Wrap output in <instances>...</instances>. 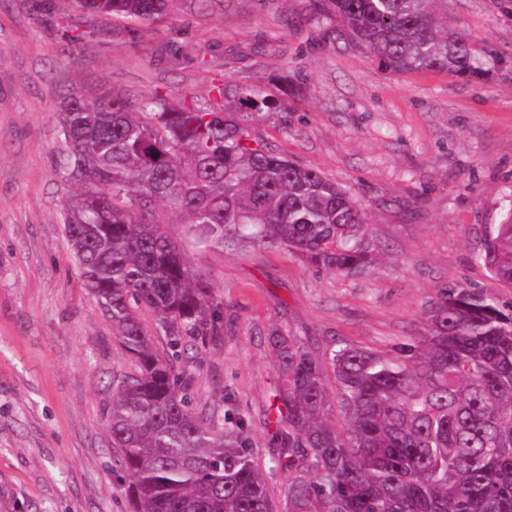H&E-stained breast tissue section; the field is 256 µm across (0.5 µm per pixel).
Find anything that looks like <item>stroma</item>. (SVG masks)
Returning a JSON list of instances; mask_svg holds the SVG:
<instances>
[{"mask_svg": "<svg viewBox=\"0 0 512 512\" xmlns=\"http://www.w3.org/2000/svg\"><path fill=\"white\" fill-rule=\"evenodd\" d=\"M311 0H227L200 17L104 20L78 0H0V512H130L107 411L134 367L86 288L62 224L78 188L58 174L57 103L100 86L171 99L214 84L262 88L281 107L253 137L336 181L364 207L372 262L341 275L285 249L186 247L224 303L220 342L190 349L196 408L240 420L269 461L281 378L272 328L314 352L385 351L423 331L451 284L512 298L479 259L512 194V0H448L487 60L482 80L392 73L325 40Z\"/></svg>", "mask_w": 512, "mask_h": 512, "instance_id": "1", "label": "stroma"}]
</instances>
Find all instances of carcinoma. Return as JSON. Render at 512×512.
Masks as SVG:
<instances>
[{
    "label": "carcinoma",
    "instance_id": "1",
    "mask_svg": "<svg viewBox=\"0 0 512 512\" xmlns=\"http://www.w3.org/2000/svg\"><path fill=\"white\" fill-rule=\"evenodd\" d=\"M174 0H79L107 19L155 23ZM227 0H191L202 16ZM333 42L395 72L478 79L482 63L448 21V0H312ZM214 85L178 101L112 88L59 106V165L79 185L63 211L85 286L136 372L108 416L134 512H277L238 429L193 406L175 358L224 335V303L163 230L185 217L197 248H283L345 275L370 263L362 205L319 171L252 139L279 103L259 88ZM486 235L484 266L512 284V195ZM167 337L159 350L141 310ZM282 383L271 457L288 481L283 512H512V301L450 287L425 331L385 352L338 341L324 353L268 333ZM338 412L342 423L331 419Z\"/></svg>",
    "mask_w": 512,
    "mask_h": 512
}]
</instances>
